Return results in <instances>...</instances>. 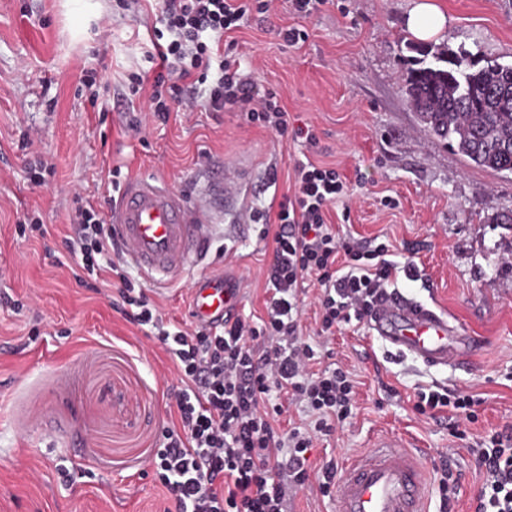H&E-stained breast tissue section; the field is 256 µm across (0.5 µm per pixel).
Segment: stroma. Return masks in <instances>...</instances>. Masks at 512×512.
Returning a JSON list of instances; mask_svg holds the SVG:
<instances>
[{
  "instance_id": "obj_1",
  "label": "stroma",
  "mask_w": 512,
  "mask_h": 512,
  "mask_svg": "<svg viewBox=\"0 0 512 512\" xmlns=\"http://www.w3.org/2000/svg\"><path fill=\"white\" fill-rule=\"evenodd\" d=\"M448 15L432 38L443 50L512 63V0H441ZM413 0H335L298 19L289 0L233 34L252 78L276 90L291 125H311L314 161L349 183L330 222L340 235L389 244L391 261L413 262L418 280L398 288L447 311L483 340L473 365L429 368L392 360L365 323L350 321L322 341L313 305L302 314L305 339L324 344L333 362L359 381L355 415L334 439L317 442L314 465L345 462L381 431L422 448L429 512H439L436 467L461 475L454 512H471L479 477L448 421L414 408L419 386L479 395L469 434L512 425V174L469 164L434 137L413 111L406 78L416 54L404 30ZM158 22L153 0L135 9L117 0H0V512H165L172 507L149 460L170 420L167 355L116 309L115 289L80 287L64 246L75 197L100 212L112 201L109 169L164 178L194 191L245 165L249 206L281 200L301 141L248 123L238 108L183 111L167 122L143 114V138L127 136L120 108L128 73L144 67L143 49ZM302 24L295 46L276 36ZM94 87H86L87 77ZM98 100H91V93ZM34 136L33 150L20 147ZM42 160L44 184L30 179ZM41 230L18 237L17 224ZM208 252L180 279L150 297L167 317L188 321L191 283L203 273L244 276L241 315L261 312L262 270L271 243L258 226L234 219L211 225Z\"/></svg>"
}]
</instances>
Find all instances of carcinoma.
<instances>
[{
	"mask_svg": "<svg viewBox=\"0 0 512 512\" xmlns=\"http://www.w3.org/2000/svg\"><path fill=\"white\" fill-rule=\"evenodd\" d=\"M406 80L413 110L439 139L468 162L512 172V64L479 60L418 45Z\"/></svg>",
	"mask_w": 512,
	"mask_h": 512,
	"instance_id": "1",
	"label": "carcinoma"
}]
</instances>
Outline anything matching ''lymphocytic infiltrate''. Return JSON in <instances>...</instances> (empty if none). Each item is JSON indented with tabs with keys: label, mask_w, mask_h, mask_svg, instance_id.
<instances>
[{
	"label": "lymphocytic infiltrate",
	"mask_w": 512,
	"mask_h": 512,
	"mask_svg": "<svg viewBox=\"0 0 512 512\" xmlns=\"http://www.w3.org/2000/svg\"><path fill=\"white\" fill-rule=\"evenodd\" d=\"M160 25L144 50L159 71L127 76L131 96L143 99L156 120L167 121L171 103L184 111L221 112L236 106L249 122L277 136L319 140L312 127L290 128L278 92L245 74L226 34L270 8L269 0H157ZM289 194L277 206L249 213L272 245L263 275L264 313L236 317L222 332L202 325H169L114 250L107 224L90 204L70 217L66 247L73 279L87 288L116 286L123 318L152 330L173 364L175 385L167 396L174 414L150 459L154 475L175 502V512H288L303 489L333 494L336 464L313 469L315 440L332 436L357 405L353 374L322 365L320 352L302 337L306 290H313L318 335H334L350 320H364L373 305L394 290L397 272L416 279L413 263L396 266L387 244L340 237L327 219L346 198L348 186L336 168L295 161ZM415 409L454 419V437L467 441L480 478L473 512H512V427L469 438L478 420L479 395L436 388L419 390ZM302 406L307 422L288 428L285 404Z\"/></svg>",
	"instance_id": "lymphocytic-infiltrate-1"
}]
</instances>
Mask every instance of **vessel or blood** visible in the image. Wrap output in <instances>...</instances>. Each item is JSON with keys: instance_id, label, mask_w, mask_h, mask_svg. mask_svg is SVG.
Returning a JSON list of instances; mask_svg holds the SVG:
<instances>
[{"instance_id": "vessel-or-blood-1", "label": "vessel or blood", "mask_w": 512, "mask_h": 512, "mask_svg": "<svg viewBox=\"0 0 512 512\" xmlns=\"http://www.w3.org/2000/svg\"><path fill=\"white\" fill-rule=\"evenodd\" d=\"M243 195L215 180L194 197L151 175H134L112 202L111 224L125 258L150 282L178 277L226 207L242 210ZM240 308L237 278L204 275L191 286L190 313L215 327L233 320ZM368 327L394 353L428 367L469 364L481 343L442 311L405 295L374 309ZM426 474L399 437H377L351 460L336 484V512H427Z\"/></svg>"}]
</instances>
